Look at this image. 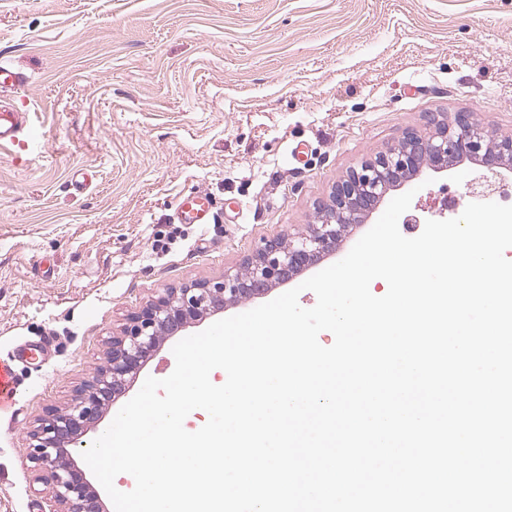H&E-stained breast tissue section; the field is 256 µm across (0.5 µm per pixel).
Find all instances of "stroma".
Instances as JSON below:
<instances>
[{"label":"stroma","mask_w":512,"mask_h":512,"mask_svg":"<svg viewBox=\"0 0 512 512\" xmlns=\"http://www.w3.org/2000/svg\"><path fill=\"white\" fill-rule=\"evenodd\" d=\"M1 56L26 78L11 101L33 132L0 147V358L51 346L18 365L20 410L0 417V512H54L28 433L128 314L301 234L429 114L512 131V0H0ZM477 175L405 182L411 212L458 217ZM197 192L216 223H176Z\"/></svg>","instance_id":"obj_1"}]
</instances>
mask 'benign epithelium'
<instances>
[{
  "label": "benign epithelium",
  "mask_w": 512,
  "mask_h": 512,
  "mask_svg": "<svg viewBox=\"0 0 512 512\" xmlns=\"http://www.w3.org/2000/svg\"><path fill=\"white\" fill-rule=\"evenodd\" d=\"M427 127L351 169L328 200L315 204L321 219L304 234L266 240L244 268L227 269L218 280L170 288L127 316L120 334L109 338L104 363L76 389L70 405L46 410L28 433L30 457L47 472L59 512H100V497L74 454L166 340L227 304L263 296L318 265L336 250L347 227L364 223L390 188L419 177L423 168L443 171L469 159L494 173L512 163V133L490 135L472 112L432 116Z\"/></svg>",
  "instance_id": "7a95c632"
}]
</instances>
